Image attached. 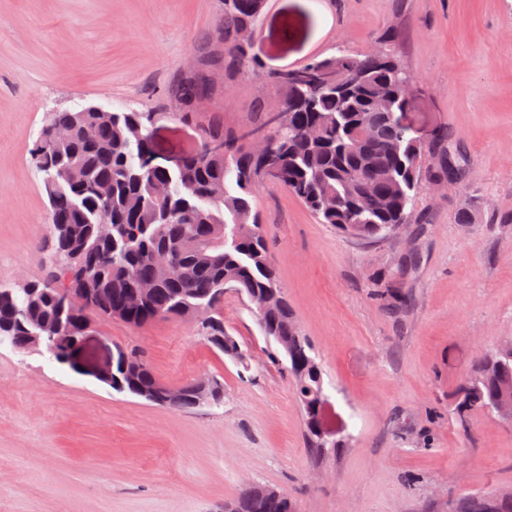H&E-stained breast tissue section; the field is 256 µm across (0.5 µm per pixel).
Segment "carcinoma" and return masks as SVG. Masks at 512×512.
Here are the masks:
<instances>
[{
    "label": "carcinoma",
    "instance_id": "carcinoma-1",
    "mask_svg": "<svg viewBox=\"0 0 512 512\" xmlns=\"http://www.w3.org/2000/svg\"><path fill=\"white\" fill-rule=\"evenodd\" d=\"M265 0H224V22L214 65L263 64L242 36L254 29ZM313 64L362 80L344 95L301 78L271 77L281 97L285 124L267 160L256 157L240 131L209 121L199 126V145L171 172L147 164L148 112L47 113L29 154L43 174L50 202L51 235L37 246L48 254V274L20 288L0 286V335L20 348L45 346L65 355L87 322V310L119 316L139 326L161 317L208 312L201 336L212 348L243 358L224 331V289L242 296L272 290L278 305L261 316L266 335L291 345L289 370L302 407L325 391L313 348L296 327L253 201L268 181L288 189L319 220L339 232L381 242L397 226L416 219L415 201L430 148L409 137L392 114L406 106L407 72L390 55L345 51ZM209 89L203 74L173 85L171 95L191 118L193 98ZM370 140L355 135L360 123ZM59 130L69 139H54ZM164 252L170 263L157 265ZM112 389L139 397L163 387L143 356L117 349ZM501 401L512 413V341L478 357L456 396L458 413L490 409ZM224 512H294L288 498L257 500L245 488Z\"/></svg>",
    "mask_w": 512,
    "mask_h": 512
}]
</instances>
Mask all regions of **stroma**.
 Returning <instances> with one entry per match:
<instances>
[{"mask_svg":"<svg viewBox=\"0 0 512 512\" xmlns=\"http://www.w3.org/2000/svg\"><path fill=\"white\" fill-rule=\"evenodd\" d=\"M223 18L224 0H0V284L44 274L49 202L29 150L60 109L153 113L156 148L175 158L201 123L243 130L256 105L278 111L268 73L387 49L413 79L410 136L430 146L451 131L466 178L423 183L420 223L377 243L319 223L284 187L256 191L337 447L308 450L289 363L247 297L224 292L243 364L193 320L93 313L75 366L0 346V512H224L249 482L295 512H450L512 492V421L461 424L454 410L476 357L512 340V0H265L262 72H214L184 121L169 89ZM466 207L473 223L459 221ZM120 346L164 384L217 379L223 404L173 411L112 390L95 371Z\"/></svg>","mask_w":512,"mask_h":512,"instance_id":"1","label":"stroma"}]
</instances>
